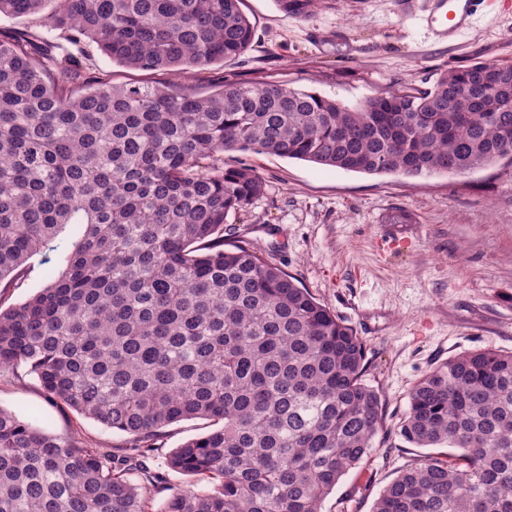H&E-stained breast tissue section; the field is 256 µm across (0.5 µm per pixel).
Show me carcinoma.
<instances>
[{
  "label": "carcinoma",
  "mask_w": 512,
  "mask_h": 512,
  "mask_svg": "<svg viewBox=\"0 0 512 512\" xmlns=\"http://www.w3.org/2000/svg\"><path fill=\"white\" fill-rule=\"evenodd\" d=\"M296 16L318 0H276ZM241 0H0L140 71L240 58ZM267 153L367 174H465L512 162V64L450 68L429 89L348 107L276 83L207 95L82 77L53 41H0V284L67 225L65 269L0 310V376L23 364L46 397L131 436L104 451L0 407V512H152L149 464L170 424L213 428L170 453L192 484L161 512H322L382 422L361 337L269 261L224 240L265 183ZM418 448L372 512H512V352L462 353L412 387L400 423ZM204 481L207 488L198 490Z\"/></svg>",
  "instance_id": "1"
}]
</instances>
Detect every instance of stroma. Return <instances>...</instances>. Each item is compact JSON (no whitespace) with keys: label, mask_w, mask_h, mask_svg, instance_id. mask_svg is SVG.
<instances>
[{"label":"stroma","mask_w":512,"mask_h":512,"mask_svg":"<svg viewBox=\"0 0 512 512\" xmlns=\"http://www.w3.org/2000/svg\"><path fill=\"white\" fill-rule=\"evenodd\" d=\"M430 0H320L302 16L276 0H243L254 26L235 62L183 73L145 72L84 47L89 73L115 83L169 84L208 93L227 82H270L348 106L405 88L431 87L448 68L512 62V0H488L469 30L439 40L426 26ZM265 183L248 210L228 216L226 240L246 239L298 278L361 336L365 382L380 396L383 424L368 456L344 475L323 512H371L375 499L427 451L398 434L409 392L426 373L461 353L512 351V167L498 163L460 176L365 174L263 153L244 155ZM412 221L395 225L399 212ZM70 229L33 256L18 287L0 288V306L25 301L66 264ZM0 407L60 437L125 446L105 429L49 401L19 368L0 377ZM207 421L164 428L153 463L205 433Z\"/></svg>","instance_id":"35a3bbf8"}]
</instances>
